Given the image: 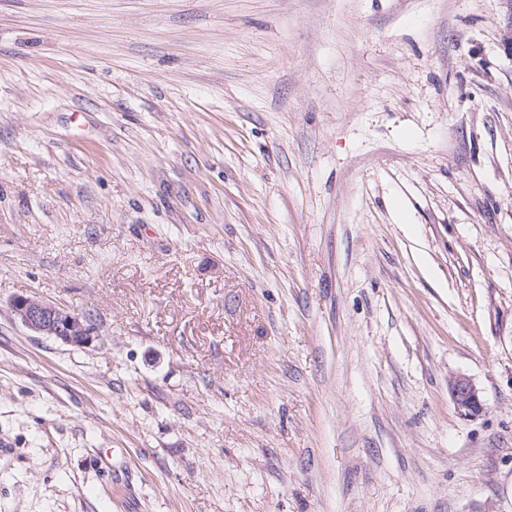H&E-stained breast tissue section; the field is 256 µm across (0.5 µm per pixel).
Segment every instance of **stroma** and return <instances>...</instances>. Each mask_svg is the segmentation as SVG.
<instances>
[{"mask_svg": "<svg viewBox=\"0 0 512 512\" xmlns=\"http://www.w3.org/2000/svg\"><path fill=\"white\" fill-rule=\"evenodd\" d=\"M0 512H512V0H0ZM14 316L32 333L62 343L86 347L96 336L90 320L58 304L36 296L17 295L10 301ZM450 394L457 412L467 418L478 416L484 408L480 391L467 377L457 375L449 381Z\"/></svg>", "mask_w": 512, "mask_h": 512, "instance_id": "obj_1", "label": "stroma"}]
</instances>
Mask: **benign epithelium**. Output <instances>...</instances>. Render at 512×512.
I'll list each match as a JSON object with an SVG mask.
<instances>
[{"label":"benign epithelium","instance_id":"7a95c632","mask_svg":"<svg viewBox=\"0 0 512 512\" xmlns=\"http://www.w3.org/2000/svg\"><path fill=\"white\" fill-rule=\"evenodd\" d=\"M14 316L32 333L49 336L65 344L86 347L94 342L90 320L78 313L36 296L16 295L10 301ZM457 412L467 418L478 416L484 408L480 391L467 377L457 375L449 381Z\"/></svg>","mask_w":512,"mask_h":512}]
</instances>
